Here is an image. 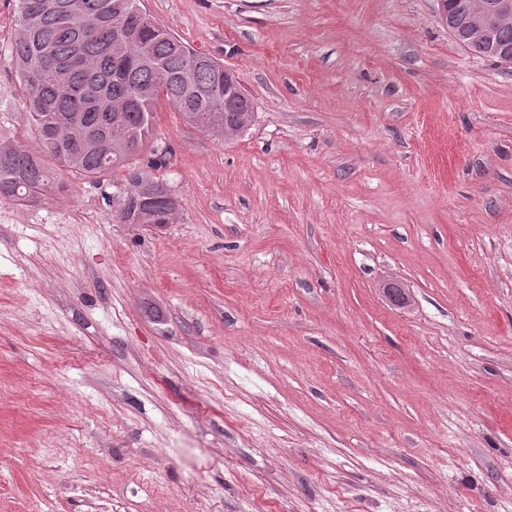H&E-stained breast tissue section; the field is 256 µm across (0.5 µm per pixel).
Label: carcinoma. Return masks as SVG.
<instances>
[{
    "instance_id": "carcinoma-1",
    "label": "carcinoma",
    "mask_w": 512,
    "mask_h": 512,
    "mask_svg": "<svg viewBox=\"0 0 512 512\" xmlns=\"http://www.w3.org/2000/svg\"><path fill=\"white\" fill-rule=\"evenodd\" d=\"M13 44L26 120L39 143L33 151L0 133V199L27 206L54 187V166L97 179L128 165L154 139L157 106L164 100L183 120L205 132L228 123L234 141L251 129L256 113L236 112L224 97V64L194 50L172 33L147 40L127 36L123 19L138 0H17ZM466 0H450L454 40L466 45ZM121 101L118 121L101 102ZM105 132L110 143L100 155L92 138ZM175 193L147 171L128 176L117 202L120 224H172Z\"/></svg>"
}]
</instances>
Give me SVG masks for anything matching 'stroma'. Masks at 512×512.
<instances>
[{
	"label": "stroma",
	"mask_w": 512,
	"mask_h": 512,
	"mask_svg": "<svg viewBox=\"0 0 512 512\" xmlns=\"http://www.w3.org/2000/svg\"><path fill=\"white\" fill-rule=\"evenodd\" d=\"M139 5L257 121L159 104L162 229L117 223L124 168L0 201V512H512V65L436 0ZM438 4V12L442 17L447 14L448 0H436ZM448 8L454 17V32L455 37L453 38L457 44L465 48L466 37L465 32L468 26V15L466 12L465 4L468 0H449ZM466 49V48H465ZM467 50V49H466ZM468 51V50H467ZM469 52V51H468Z\"/></svg>",
	"instance_id": "1"
}]
</instances>
